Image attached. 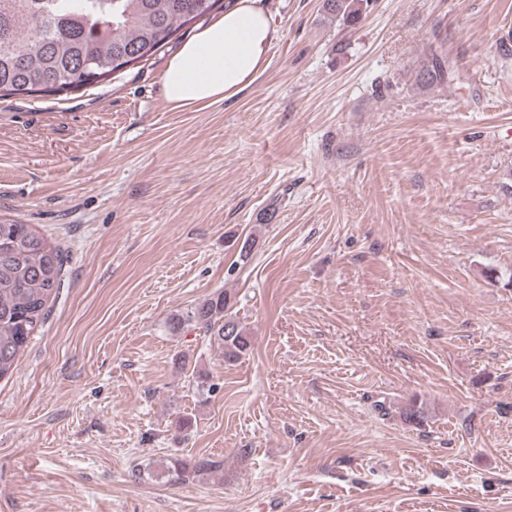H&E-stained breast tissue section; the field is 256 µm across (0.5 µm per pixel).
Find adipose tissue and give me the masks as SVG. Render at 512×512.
<instances>
[{"instance_id":"adipose-tissue-1","label":"adipose tissue","mask_w":512,"mask_h":512,"mask_svg":"<svg viewBox=\"0 0 512 512\" xmlns=\"http://www.w3.org/2000/svg\"><path fill=\"white\" fill-rule=\"evenodd\" d=\"M276 37L260 0H235L167 61L164 97L171 109L226 101L252 86L269 65Z\"/></svg>"}]
</instances>
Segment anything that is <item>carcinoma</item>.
<instances>
[{
  "label": "carcinoma",
  "mask_w": 512,
  "mask_h": 512,
  "mask_svg": "<svg viewBox=\"0 0 512 512\" xmlns=\"http://www.w3.org/2000/svg\"><path fill=\"white\" fill-rule=\"evenodd\" d=\"M220 0H0V96L59 92L84 84L80 66L95 79L120 67L147 61L184 25L208 15ZM371 0H327L336 18L349 24ZM454 71L445 51L434 52L425 75L444 82ZM64 253L47 245L29 224L0 222V379L13 373L31 336L47 320L62 285ZM234 300L216 291L183 313L172 329L192 327L217 343L224 361L236 362L252 336L233 311ZM429 409L412 401L399 417L420 426ZM223 468L220 461L173 458L167 481L183 484Z\"/></svg>",
  "instance_id": "1"
}]
</instances>
